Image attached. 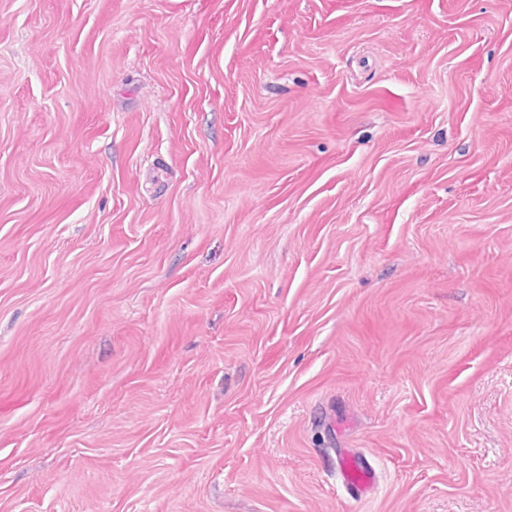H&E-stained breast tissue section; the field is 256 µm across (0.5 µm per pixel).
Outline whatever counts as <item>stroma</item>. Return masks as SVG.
Returning a JSON list of instances; mask_svg holds the SVG:
<instances>
[{
  "instance_id": "1",
  "label": "stroma",
  "mask_w": 512,
  "mask_h": 512,
  "mask_svg": "<svg viewBox=\"0 0 512 512\" xmlns=\"http://www.w3.org/2000/svg\"><path fill=\"white\" fill-rule=\"evenodd\" d=\"M0 512H512V0H0ZM338 468L343 483L354 495H363L375 487L373 471L362 465L354 456L341 449L338 456Z\"/></svg>"
}]
</instances>
